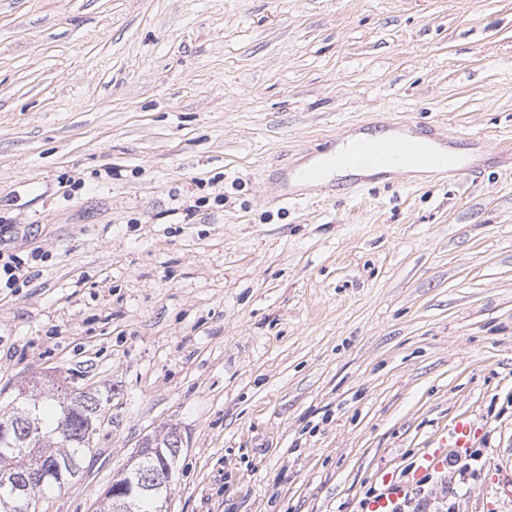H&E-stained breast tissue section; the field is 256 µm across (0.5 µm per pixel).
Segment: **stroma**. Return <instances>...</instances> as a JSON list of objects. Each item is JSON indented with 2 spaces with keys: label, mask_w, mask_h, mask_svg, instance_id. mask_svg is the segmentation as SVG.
Listing matches in <instances>:
<instances>
[{
  "label": "stroma",
  "mask_w": 512,
  "mask_h": 512,
  "mask_svg": "<svg viewBox=\"0 0 512 512\" xmlns=\"http://www.w3.org/2000/svg\"><path fill=\"white\" fill-rule=\"evenodd\" d=\"M413 125L474 174L282 203ZM511 156L512 0H0V406L112 397L45 512L171 426V512H358L461 415L478 474L426 512H512Z\"/></svg>",
  "instance_id": "obj_1"
}]
</instances>
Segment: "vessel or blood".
I'll return each mask as SVG.
<instances>
[{"label": "vessel or blood", "mask_w": 512, "mask_h": 512, "mask_svg": "<svg viewBox=\"0 0 512 512\" xmlns=\"http://www.w3.org/2000/svg\"><path fill=\"white\" fill-rule=\"evenodd\" d=\"M319 168H307L297 172L300 182L317 180L320 168L338 169L351 172L369 168L382 174H395L396 171L416 167L432 171L440 177L458 176L465 172V165H451L434 150L427 148L423 135L410 129L391 137L365 136L350 148L341 149L331 145L320 150ZM477 424L469 417L457 418L448 431L440 438L436 447L421 451L415 458L412 468L413 479H421L431 473H441L448 469L449 453H467L475 439ZM385 490L382 495L372 498L363 512H398L397 504L403 489L390 477H383Z\"/></svg>", "instance_id": "obj_1"}]
</instances>
